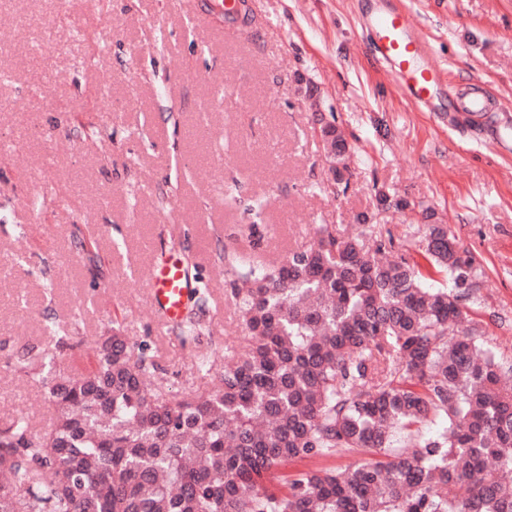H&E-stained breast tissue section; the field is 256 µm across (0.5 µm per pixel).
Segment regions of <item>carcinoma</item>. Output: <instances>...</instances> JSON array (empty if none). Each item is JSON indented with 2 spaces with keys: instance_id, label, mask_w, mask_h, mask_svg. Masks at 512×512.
I'll return each instance as SVG.
<instances>
[{
  "instance_id": "1",
  "label": "carcinoma",
  "mask_w": 512,
  "mask_h": 512,
  "mask_svg": "<svg viewBox=\"0 0 512 512\" xmlns=\"http://www.w3.org/2000/svg\"><path fill=\"white\" fill-rule=\"evenodd\" d=\"M321 137L340 184L347 142L335 126ZM360 221L349 237L320 225L282 263L237 265L248 344L202 361L213 390L150 385L151 356L132 358L117 321L80 373L41 351L54 423L0 430V512H512V367L464 323L473 256L448 225H421L420 254L449 279L431 288L410 250L387 258L390 230ZM340 453L367 460L280 475Z\"/></svg>"
}]
</instances>
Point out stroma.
Returning <instances> with one entry per match:
<instances>
[{
  "label": "stroma",
  "instance_id": "stroma-1",
  "mask_svg": "<svg viewBox=\"0 0 512 512\" xmlns=\"http://www.w3.org/2000/svg\"><path fill=\"white\" fill-rule=\"evenodd\" d=\"M216 25L209 0H0V430L53 410L17 358L67 334L82 369L120 322L168 390L217 383L198 368L247 341L229 263L281 261L319 224L355 218L417 239L424 212L481 270L466 308L512 364V0H246ZM378 7L405 11L439 71L433 109L371 50ZM481 84L486 112L460 111ZM349 146L337 185L319 120ZM389 189L405 209L378 207ZM97 260L89 262L86 247ZM175 256L208 333L181 345L148 274Z\"/></svg>",
  "mask_w": 512,
  "mask_h": 512
}]
</instances>
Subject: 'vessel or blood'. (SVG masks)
<instances>
[{"label":"vessel or blood","instance_id":"obj_1","mask_svg":"<svg viewBox=\"0 0 512 512\" xmlns=\"http://www.w3.org/2000/svg\"><path fill=\"white\" fill-rule=\"evenodd\" d=\"M375 34L374 51L394 74L404 79L411 98L424 105L432 100L440 85L435 69L418 68L417 61L426 52L409 17L401 11L378 10L370 20ZM153 308L166 321L178 322L185 311L191 282L179 260L153 266L150 272Z\"/></svg>","mask_w":512,"mask_h":512}]
</instances>
